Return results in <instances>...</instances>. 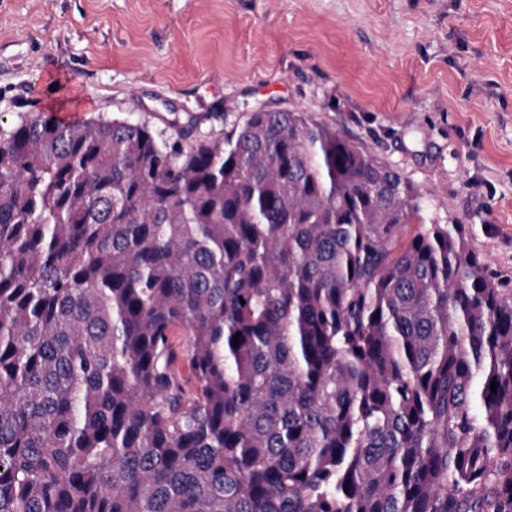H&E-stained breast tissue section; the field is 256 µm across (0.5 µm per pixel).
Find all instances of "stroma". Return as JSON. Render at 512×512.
<instances>
[{"mask_svg":"<svg viewBox=\"0 0 512 512\" xmlns=\"http://www.w3.org/2000/svg\"><path fill=\"white\" fill-rule=\"evenodd\" d=\"M260 105L336 124L512 276V0H0L1 127L202 137Z\"/></svg>","mask_w":512,"mask_h":512,"instance_id":"stroma-1","label":"stroma"}]
</instances>
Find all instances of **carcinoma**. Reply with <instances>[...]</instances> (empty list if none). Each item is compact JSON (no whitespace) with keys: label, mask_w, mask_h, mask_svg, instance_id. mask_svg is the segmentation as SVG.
I'll use <instances>...</instances> for the list:
<instances>
[{"label":"carcinoma","mask_w":512,"mask_h":512,"mask_svg":"<svg viewBox=\"0 0 512 512\" xmlns=\"http://www.w3.org/2000/svg\"><path fill=\"white\" fill-rule=\"evenodd\" d=\"M420 211L299 110L0 128V512H512V288Z\"/></svg>","instance_id":"obj_1"}]
</instances>
